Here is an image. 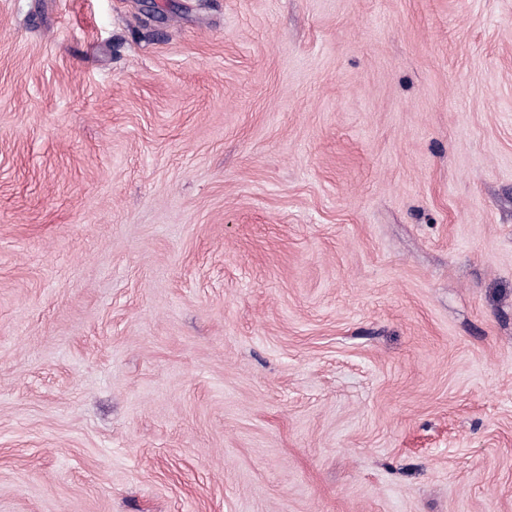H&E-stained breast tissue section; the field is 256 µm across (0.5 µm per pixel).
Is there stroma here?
<instances>
[{"instance_id":"35a3bbf8","label":"stroma","mask_w":512,"mask_h":512,"mask_svg":"<svg viewBox=\"0 0 512 512\" xmlns=\"http://www.w3.org/2000/svg\"><path fill=\"white\" fill-rule=\"evenodd\" d=\"M0 512H512V0H0Z\"/></svg>"}]
</instances>
